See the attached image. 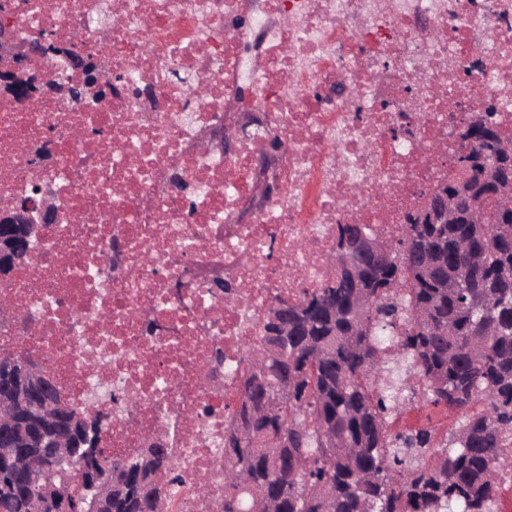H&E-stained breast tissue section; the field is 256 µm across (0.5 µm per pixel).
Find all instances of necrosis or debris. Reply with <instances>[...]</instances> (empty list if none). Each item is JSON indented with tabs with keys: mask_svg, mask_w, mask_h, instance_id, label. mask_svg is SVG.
I'll return each mask as SVG.
<instances>
[{
	"mask_svg": "<svg viewBox=\"0 0 512 512\" xmlns=\"http://www.w3.org/2000/svg\"><path fill=\"white\" fill-rule=\"evenodd\" d=\"M39 106L0 99V206L52 192L57 218L0 306V352L40 355L107 454L160 437L163 512H224L236 370L275 296L317 287L336 227L393 240L451 170L471 110L512 140V0H0ZM232 140L225 149L214 130ZM278 265L268 268L269 249Z\"/></svg>",
	"mask_w": 512,
	"mask_h": 512,
	"instance_id": "obj_1",
	"label": "necrosis or debris"
}]
</instances>
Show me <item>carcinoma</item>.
<instances>
[{
    "mask_svg": "<svg viewBox=\"0 0 512 512\" xmlns=\"http://www.w3.org/2000/svg\"><path fill=\"white\" fill-rule=\"evenodd\" d=\"M465 137L493 155L495 126L485 120ZM459 155L440 188L458 193ZM496 224H404L381 265L361 253L354 269L296 301L276 298L246 346L237 376L240 400L224 423V512H500V472L512 433V212ZM27 353L0 355V396L13 395ZM51 384L22 396L16 429L0 428L29 456L49 453L55 434L70 436L74 459L56 471L0 473V512H33L37 492L60 484L95 451L102 476L121 468L123 487L106 512H161L178 475L166 448L112 458L99 447V420L73 401L48 426L32 408ZM458 415L442 438L432 426L391 432L393 412L415 396ZM288 431V447L240 442Z\"/></svg>",
    "mask_w": 512,
    "mask_h": 512,
    "instance_id": "obj_1",
    "label": "carcinoma"
}]
</instances>
